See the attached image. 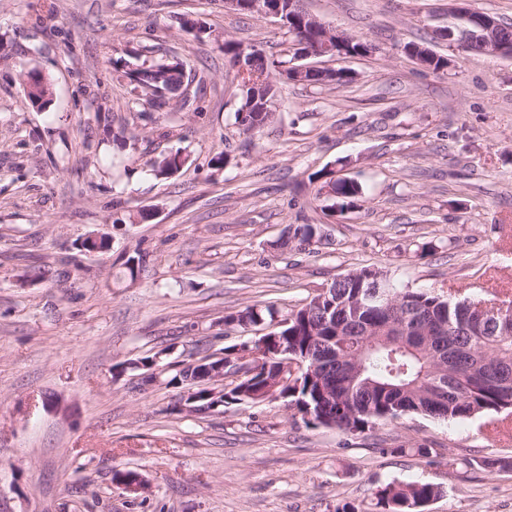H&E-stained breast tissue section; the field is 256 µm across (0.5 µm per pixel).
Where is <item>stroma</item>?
I'll return each instance as SVG.
<instances>
[{"instance_id":"obj_1","label":"stroma","mask_w":512,"mask_h":512,"mask_svg":"<svg viewBox=\"0 0 512 512\" xmlns=\"http://www.w3.org/2000/svg\"><path fill=\"white\" fill-rule=\"evenodd\" d=\"M303 5L376 50L310 58L351 81L280 83L273 119L249 137L223 52L179 19L280 58L289 38L274 19L225 12L224 0H0V512H372L392 480L440 485L426 512H512V469L448 467L512 457L488 417L407 415L351 436L280 401L191 413L181 388L130 366L251 340L224 324L249 305L273 308L256 332L274 331L365 266L400 288L512 301V57L435 41L448 0ZM410 42L450 66L419 65ZM147 51L187 60L207 80L201 99L139 118L127 72ZM32 70L52 83L43 112L23 91ZM178 148L179 173L147 174ZM222 152L230 164L211 167ZM324 168L361 184L356 208L313 203ZM289 224L327 237L276 248ZM97 232L110 249L85 251ZM138 249L150 263L132 281L124 263ZM118 471L141 474L145 492L122 490Z\"/></svg>"}]
</instances>
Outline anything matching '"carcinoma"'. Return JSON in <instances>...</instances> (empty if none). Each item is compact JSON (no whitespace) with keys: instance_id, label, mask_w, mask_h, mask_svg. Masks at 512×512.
<instances>
[{"instance_id":"carcinoma-1","label":"carcinoma","mask_w":512,"mask_h":512,"mask_svg":"<svg viewBox=\"0 0 512 512\" xmlns=\"http://www.w3.org/2000/svg\"><path fill=\"white\" fill-rule=\"evenodd\" d=\"M295 52L289 58L269 59L260 53L252 59L247 74L234 73L240 94L235 119L242 132H260L274 112L246 111L251 100L278 102L273 73L290 74L292 61L312 44L318 33L300 31L288 21ZM242 42L223 36L220 48L230 67H235ZM188 63L177 56L164 60L144 59L131 71L139 100L150 106L167 103L153 92L164 88L185 107L189 101L181 90ZM181 150L169 151L154 159L151 172L169 178L188 162ZM312 179L318 182L314 198L325 195L331 208L350 209L361 197L359 184L336 176V171L320 170ZM320 236L318 224H290L288 238L276 247L301 249ZM148 253L137 250L125 262L126 276L134 281L146 267ZM363 267L343 279L334 280L327 290L313 295L309 302L291 311L275 330L276 338L264 341V355L256 372L231 388L223 389L225 404H259L267 400L266 388L276 386L288 405L302 420L315 426L335 427L356 435L378 422L393 421L407 414L438 419H457L489 414H512V302L506 312L490 313L479 307L480 300L453 301L428 290L395 288L385 283L401 302L407 315L406 327L391 323L386 300L369 299L366 293L377 280ZM270 308L247 306L224 318V323L241 329L256 326L271 317ZM303 363L296 375L282 373L283 353ZM319 364L311 376L308 367ZM187 382L208 392L207 379L187 368L172 370L167 385ZM464 465L485 470L512 469V460L485 457L478 462L464 459ZM441 493V486L429 482L390 481L374 493L377 512H424V507Z\"/></svg>"}]
</instances>
